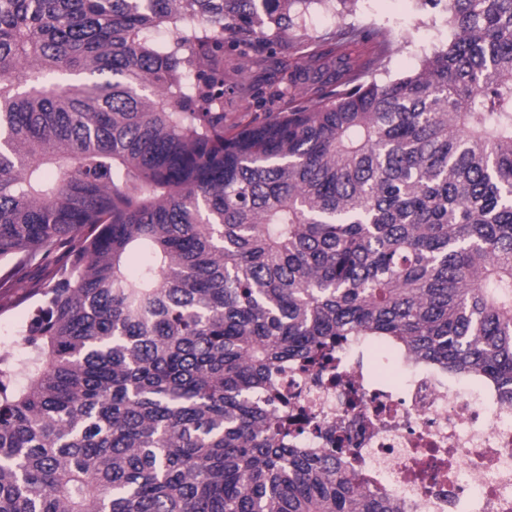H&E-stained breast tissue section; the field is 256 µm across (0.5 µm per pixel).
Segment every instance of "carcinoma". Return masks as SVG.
I'll return each instance as SVG.
<instances>
[{"mask_svg":"<svg viewBox=\"0 0 512 512\" xmlns=\"http://www.w3.org/2000/svg\"><path fill=\"white\" fill-rule=\"evenodd\" d=\"M355 2L0 0V512H401L255 400L352 336L512 400V0H420L452 38L388 81L300 24ZM296 44L311 95L224 124V50ZM20 294L18 288H0V305L6 307L0 313V336L18 334L27 321L29 303L20 304Z\"/></svg>","mask_w":512,"mask_h":512,"instance_id":"1","label":"carcinoma"}]
</instances>
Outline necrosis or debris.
<instances>
[{
	"mask_svg": "<svg viewBox=\"0 0 512 512\" xmlns=\"http://www.w3.org/2000/svg\"><path fill=\"white\" fill-rule=\"evenodd\" d=\"M337 373L292 366L278 378L312 418L295 445L326 448L339 432L350 469L402 512H512V401L494 384L428 365L380 342H349Z\"/></svg>",
	"mask_w": 512,
	"mask_h": 512,
	"instance_id": "1",
	"label": "necrosis or debris"
}]
</instances>
